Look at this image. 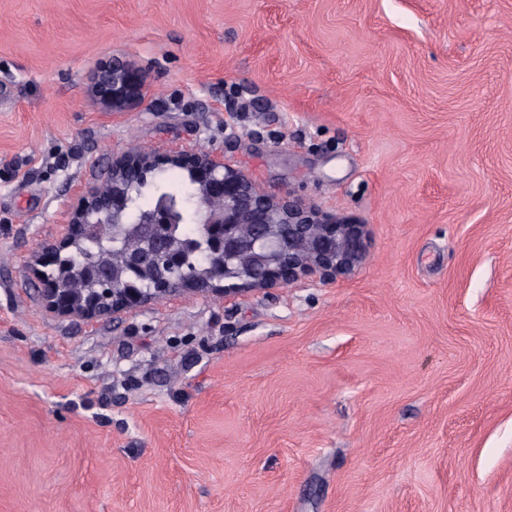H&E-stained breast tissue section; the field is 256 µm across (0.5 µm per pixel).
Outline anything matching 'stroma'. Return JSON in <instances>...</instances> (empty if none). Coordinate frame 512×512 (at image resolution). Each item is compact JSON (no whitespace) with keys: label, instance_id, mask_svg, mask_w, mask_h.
Returning <instances> with one entry per match:
<instances>
[{"label":"stroma","instance_id":"35a3bbf8","mask_svg":"<svg viewBox=\"0 0 512 512\" xmlns=\"http://www.w3.org/2000/svg\"><path fill=\"white\" fill-rule=\"evenodd\" d=\"M115 57L151 85L118 119ZM134 150L222 155L369 255L54 313L28 264ZM0 512H512V0H0ZM147 76L133 64L120 60L101 63L92 73L89 92L111 108L113 115L136 109L144 98Z\"/></svg>","mask_w":512,"mask_h":512}]
</instances>
